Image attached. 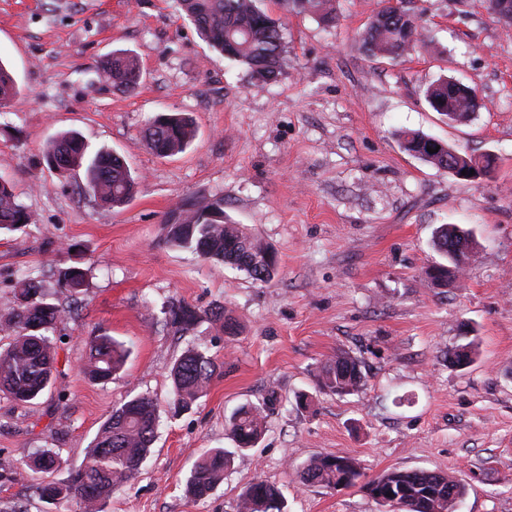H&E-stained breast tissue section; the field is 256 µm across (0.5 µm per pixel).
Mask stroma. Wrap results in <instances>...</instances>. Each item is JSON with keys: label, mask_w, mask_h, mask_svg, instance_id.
<instances>
[{"label": "stroma", "mask_w": 512, "mask_h": 512, "mask_svg": "<svg viewBox=\"0 0 512 512\" xmlns=\"http://www.w3.org/2000/svg\"><path fill=\"white\" fill-rule=\"evenodd\" d=\"M288 65L266 87L211 50L173 0H0V63L18 96L0 108V177L35 223L0 231V302L18 272H42L48 302H71L57 323L59 373L40 398L19 406L0 394V456L44 448L65 465L25 483L0 481V512H80L49 504L35 486L64 481L80 465L113 408L152 396L160 426L139 474L116 488L104 512H237L262 479L282 488L287 512H384L363 486L302 484L310 458L347 454L366 478L388 470H434L467 489L460 512H512V30L487 0H415L425 46L374 60L361 34L383 0H340L328 28L283 13ZM136 55L139 88L125 93L102 74L113 51ZM442 77L474 88L483 107L454 125L432 111L424 89ZM183 113L195 139L161 158L143 137L148 117ZM419 130L459 151H490L498 163L476 183L403 151L399 130ZM74 131L89 151L122 155L138 181L125 205L84 195L83 171L60 175L44 149ZM224 199L280 257L269 283L167 243L163 224L178 204ZM455 224L479 247L439 288L424 269L438 261L434 230ZM81 263L85 288L60 284ZM169 301L203 318L186 334L166 326ZM224 306L236 335L207 320ZM130 350L105 383L79 365L96 329ZM223 362V373L190 410L173 413L167 369L189 342ZM474 342L472 363L447 351ZM358 357L365 384L339 397L318 374L338 351ZM269 402L267 428L222 483L195 500L185 481L204 450L228 448L226 418L241 404Z\"/></svg>", "instance_id": "obj_1"}]
</instances>
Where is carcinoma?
I'll list each match as a JSON object with an SVG mask.
<instances>
[{
  "label": "carcinoma",
  "instance_id": "carcinoma-1",
  "mask_svg": "<svg viewBox=\"0 0 512 512\" xmlns=\"http://www.w3.org/2000/svg\"><path fill=\"white\" fill-rule=\"evenodd\" d=\"M280 8L298 10L317 18L323 25L336 24L339 0H278ZM177 11L196 28L201 39L224 57L244 65L252 82L271 84L277 81L285 64V41L281 25L257 0H175ZM421 41L418 30L405 12L383 7L368 23L362 36V47L368 57H399L415 49ZM102 69L112 85L123 91H135L141 80L138 59L129 53H114ZM17 95L11 74L0 65V108ZM429 106L448 100V83L440 78L425 90ZM193 119L182 113H159L146 121L144 139L159 157L182 152L194 139ZM401 148L414 151L417 158L439 170L448 167V152L427 151V135L418 130L399 134ZM46 162L53 170L68 172L85 170L82 192L105 205L120 207L132 198L138 182L125 159L114 152L100 150L93 155L75 132L58 134L47 145ZM35 215L18 200L13 186L0 178V229L14 230L33 224ZM166 240L172 246L189 249L200 257L246 272L252 279L269 282L278 274V263L267 260L268 245L255 237L242 224L224 218V198L202 196L189 207H176L164 224ZM433 249L442 261L432 265L434 282L448 284V255L461 265L473 257L476 241L456 224L440 225L432 239ZM87 270L62 276V288L76 294L86 286ZM18 288L6 303L14 336L0 351V393L16 404L30 405L48 387L58 372L59 346L47 335L55 323L70 314V308L44 301L40 272H23L17 278ZM29 302L20 305L18 297ZM166 325L177 332L188 333L200 322L201 315L192 305L178 301L163 306ZM210 319L221 324L224 332H237L235 319L223 307L209 312ZM37 322L42 329L32 335L27 326ZM125 345L102 330L85 339L83 373L92 381L105 382L120 372L126 363ZM223 364L199 344L189 343L169 368L174 408L188 410L205 396L213 379L222 374ZM364 382L359 360L341 352L327 360L321 369L319 385L324 391L346 395L357 391ZM159 419L156 403L146 395H137L112 410L100 427L82 466L71 471L63 482L40 483L39 497L53 503L72 498L82 512H102L103 503L112 490L133 479L142 461L151 453L156 441ZM266 429L265 407L247 403L239 406L226 421V430L234 447L210 448L196 461L186 479L185 491L194 499H203L224 480V472L235 456L254 448ZM36 457L44 461V472L61 466L59 453L43 449ZM28 470L15 460L0 459V479L22 480ZM305 484L336 489L353 487L363 476L357 460L348 455L318 456L298 470ZM369 493L391 490L401 494V512H457L466 488L449 474L430 470L386 471L364 484ZM285 498L278 487L263 480L250 483L240 494L238 512H284Z\"/></svg>",
  "mask_w": 512,
  "mask_h": 512
}]
</instances>
